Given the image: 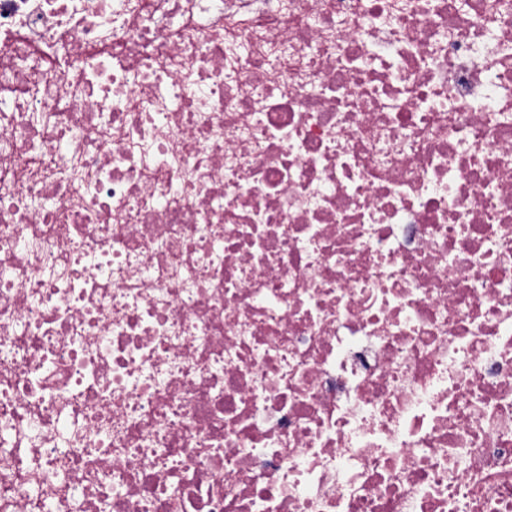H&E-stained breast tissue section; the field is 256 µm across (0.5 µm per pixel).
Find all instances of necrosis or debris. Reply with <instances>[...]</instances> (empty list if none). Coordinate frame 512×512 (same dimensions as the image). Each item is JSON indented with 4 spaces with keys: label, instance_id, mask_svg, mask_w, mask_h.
I'll use <instances>...</instances> for the list:
<instances>
[{
    "label": "necrosis or debris",
    "instance_id": "necrosis-or-debris-1",
    "mask_svg": "<svg viewBox=\"0 0 512 512\" xmlns=\"http://www.w3.org/2000/svg\"><path fill=\"white\" fill-rule=\"evenodd\" d=\"M0 512H512V0H0Z\"/></svg>",
    "mask_w": 512,
    "mask_h": 512
}]
</instances>
